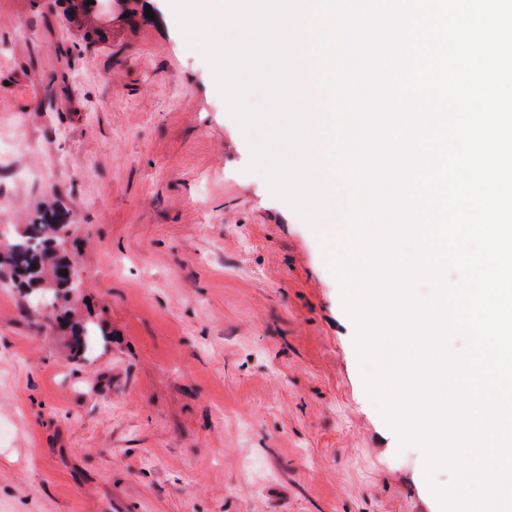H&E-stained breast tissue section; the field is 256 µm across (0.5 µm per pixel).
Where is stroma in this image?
<instances>
[{"label": "stroma", "mask_w": 512, "mask_h": 512, "mask_svg": "<svg viewBox=\"0 0 512 512\" xmlns=\"http://www.w3.org/2000/svg\"><path fill=\"white\" fill-rule=\"evenodd\" d=\"M249 161L168 0H0V225L69 211L83 273L49 310L0 280V512H437Z\"/></svg>", "instance_id": "stroma-1"}]
</instances>
